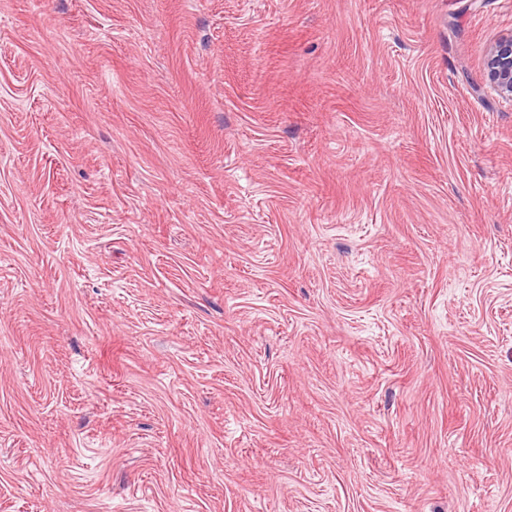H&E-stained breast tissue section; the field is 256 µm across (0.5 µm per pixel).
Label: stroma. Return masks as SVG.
I'll return each mask as SVG.
<instances>
[{"mask_svg": "<svg viewBox=\"0 0 512 512\" xmlns=\"http://www.w3.org/2000/svg\"><path fill=\"white\" fill-rule=\"evenodd\" d=\"M512 0H0V512H512ZM484 77L500 97L512 100V33L497 40L487 52Z\"/></svg>", "mask_w": 512, "mask_h": 512, "instance_id": "obj_1", "label": "stroma"}]
</instances>
